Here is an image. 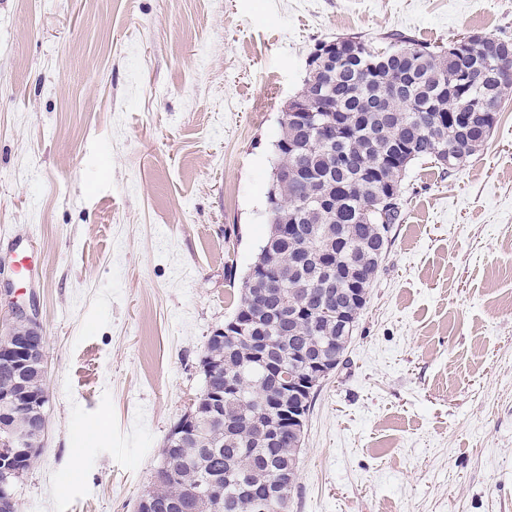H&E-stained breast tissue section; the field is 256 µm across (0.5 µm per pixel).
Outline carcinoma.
Returning a JSON list of instances; mask_svg holds the SVG:
<instances>
[{"mask_svg":"<svg viewBox=\"0 0 512 512\" xmlns=\"http://www.w3.org/2000/svg\"><path fill=\"white\" fill-rule=\"evenodd\" d=\"M355 42L347 38L309 64L303 83L310 109L333 121L339 138L322 143L311 126L280 123L278 140L295 148L277 162L299 175L278 188V215L265 240L270 250L255 259L279 287L260 300L254 320L250 296L262 293L264 283L244 277L229 319L237 328L208 351L223 366L203 373V392L223 401L214 409L199 398L193 433L161 448L169 470L148 492L151 512H288L286 494L255 503L299 454L274 441L271 422H287L301 403L310 411L316 392L262 404L271 386L262 359L251 353V337H267L291 362L319 351L338 355L343 329L336 309L350 307L377 276L404 206L408 167L430 158L456 169L489 136L512 94V78L499 75L512 68L507 40L463 37L432 45L392 34L384 49L363 43L366 53L359 55L349 48ZM12 423L34 432L38 420L18 409ZM211 478L223 490L219 500L205 497Z\"/></svg>","mask_w":512,"mask_h":512,"instance_id":"1","label":"carcinoma"}]
</instances>
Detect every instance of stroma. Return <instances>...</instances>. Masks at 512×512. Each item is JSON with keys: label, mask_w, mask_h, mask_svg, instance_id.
<instances>
[{"label": "stroma", "mask_w": 512, "mask_h": 512, "mask_svg": "<svg viewBox=\"0 0 512 512\" xmlns=\"http://www.w3.org/2000/svg\"><path fill=\"white\" fill-rule=\"evenodd\" d=\"M395 32L512 41V0H0V327L33 299L47 360L18 512H137L266 236L310 53ZM402 191L289 512H512V99Z\"/></svg>", "instance_id": "35a3bbf8"}]
</instances>
